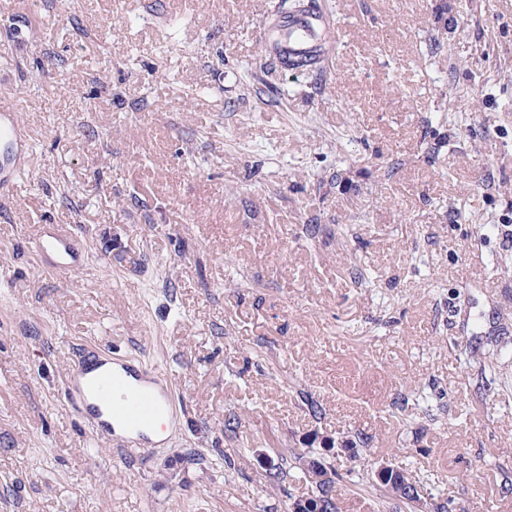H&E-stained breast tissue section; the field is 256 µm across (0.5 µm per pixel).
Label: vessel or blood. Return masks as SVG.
<instances>
[{
  "label": "vessel or blood",
  "instance_id": "obj_1",
  "mask_svg": "<svg viewBox=\"0 0 512 512\" xmlns=\"http://www.w3.org/2000/svg\"><path fill=\"white\" fill-rule=\"evenodd\" d=\"M330 14L316 6L307 14L283 22L279 31L264 29L262 40L273 61L288 53L320 55L319 31L333 26ZM31 159V145L25 138L15 112L0 110V197H9L16 176ZM35 262L66 276L83 266L85 250L73 232L57 224L44 225L37 237ZM65 386L70 400L95 432L124 439L137 446L145 430L154 424L177 422L168 375L122 358H111L109 366L89 367L81 362L68 373Z\"/></svg>",
  "mask_w": 512,
  "mask_h": 512
}]
</instances>
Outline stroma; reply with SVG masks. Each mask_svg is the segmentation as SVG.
<instances>
[{
  "label": "stroma",
  "instance_id": "35a3bbf8",
  "mask_svg": "<svg viewBox=\"0 0 512 512\" xmlns=\"http://www.w3.org/2000/svg\"><path fill=\"white\" fill-rule=\"evenodd\" d=\"M323 2L315 80L268 62L277 0H0L32 145L0 200V512H289L311 486L269 462L314 433L364 443L344 512H396L384 463L512 512V0ZM45 224L82 269L35 263ZM90 343L166 372L180 428L97 437L64 387Z\"/></svg>",
  "mask_w": 512,
  "mask_h": 512
}]
</instances>
